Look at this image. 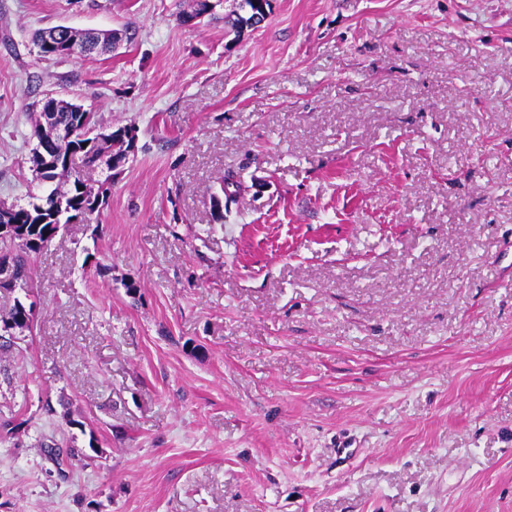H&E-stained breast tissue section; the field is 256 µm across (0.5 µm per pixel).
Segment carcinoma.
I'll return each mask as SVG.
<instances>
[{"label":"carcinoma","mask_w":512,"mask_h":512,"mask_svg":"<svg viewBox=\"0 0 512 512\" xmlns=\"http://www.w3.org/2000/svg\"><path fill=\"white\" fill-rule=\"evenodd\" d=\"M248 8L247 15L237 18L236 27L255 26L267 18L270 0H242ZM50 123L67 131L60 141L38 142L32 149L29 162L35 177L48 185L37 201L26 206L12 205L0 211V225L5 224L9 232L0 235V267L11 266L12 278L0 282V288L9 291L27 283L32 274V256L39 254L56 237L61 226L80 214L92 213L105 204L110 187L99 186L94 190L84 182L77 172L59 162V157L91 143L84 154L87 167L103 166L112 171L126 161L128 149L124 148L123 134L128 127L116 128L100 123L93 112L82 118L76 115L69 102L48 99L36 116L35 135L41 137L42 127ZM33 319V307L15 301L6 316L0 317V351L9 347L4 336L12 335L15 329H25Z\"/></svg>","instance_id":"1"}]
</instances>
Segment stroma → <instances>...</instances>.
Wrapping results in <instances>:
<instances>
[{"label": "stroma", "instance_id": "1", "mask_svg": "<svg viewBox=\"0 0 512 512\" xmlns=\"http://www.w3.org/2000/svg\"><path fill=\"white\" fill-rule=\"evenodd\" d=\"M211 3L0 0V204L48 98L137 141L0 291V512H512V0ZM261 1H264V5L260 3ZM241 2L242 8L248 7V12L247 16H239L237 18L235 23L237 28H243V26H255L267 18L271 7L270 0H242ZM33 314V307L30 305L27 307L22 302L17 301L7 316L0 317V351L11 346L10 341L3 340L4 336H12L13 333L11 331L15 329H28L32 322Z\"/></svg>", "mask_w": 512, "mask_h": 512}]
</instances>
